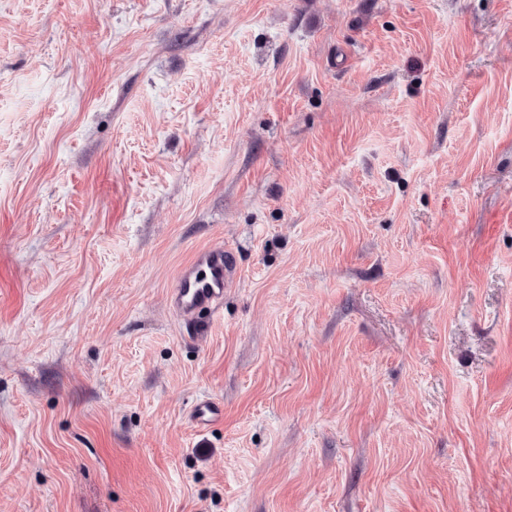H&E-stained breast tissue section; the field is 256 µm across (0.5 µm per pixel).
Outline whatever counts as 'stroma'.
I'll use <instances>...</instances> for the list:
<instances>
[{"label": "stroma", "mask_w": 512, "mask_h": 512, "mask_svg": "<svg viewBox=\"0 0 512 512\" xmlns=\"http://www.w3.org/2000/svg\"><path fill=\"white\" fill-rule=\"evenodd\" d=\"M0 512H512V0H0ZM233 262L224 248H204L179 270L169 290L170 308L185 323L200 315L218 312L224 301V287ZM222 414L223 407L220 403L210 398H203L195 404L192 419L198 428L206 429L221 419Z\"/></svg>", "instance_id": "1"}]
</instances>
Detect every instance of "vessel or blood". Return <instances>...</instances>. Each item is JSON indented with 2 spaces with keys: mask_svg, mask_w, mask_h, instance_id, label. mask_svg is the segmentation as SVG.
Masks as SVG:
<instances>
[{
  "mask_svg": "<svg viewBox=\"0 0 512 512\" xmlns=\"http://www.w3.org/2000/svg\"><path fill=\"white\" fill-rule=\"evenodd\" d=\"M233 270L228 252L221 248H204L179 270L168 294L173 312L186 323L200 315L217 313L224 300V287ZM223 407L209 398L200 399L193 408L192 419L204 429L221 419Z\"/></svg>",
  "mask_w": 512,
  "mask_h": 512,
  "instance_id": "b4317fda",
  "label": "vessel or blood"
}]
</instances>
